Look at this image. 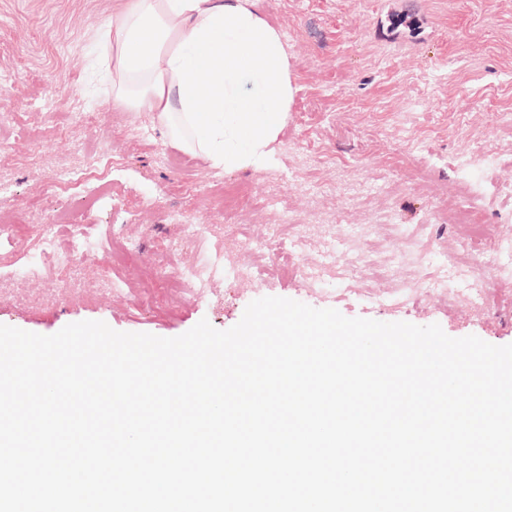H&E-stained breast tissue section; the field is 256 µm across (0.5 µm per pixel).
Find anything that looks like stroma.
I'll return each instance as SVG.
<instances>
[{"instance_id": "obj_1", "label": "stroma", "mask_w": 512, "mask_h": 512, "mask_svg": "<svg viewBox=\"0 0 512 512\" xmlns=\"http://www.w3.org/2000/svg\"><path fill=\"white\" fill-rule=\"evenodd\" d=\"M127 3L0 0V224L17 227L0 238V324L52 335L99 320L176 337L203 319L228 329L251 301L278 296L512 344V0H258L284 36L296 92L270 162L233 171L171 143L153 113L113 103L95 40ZM103 143V179L83 190L55 182ZM486 154L499 165L461 177V156ZM462 206L480 216L481 237H464ZM173 211L201 236L184 238ZM53 217L60 234L80 224L97 244L68 270L39 252ZM291 222L306 227L302 277L285 269ZM412 233L423 262L383 276L388 250L414 253ZM132 242L138 261L113 262L112 246ZM331 246L347 276L322 294L309 277ZM208 252L261 276L170 290V274ZM455 257L486 269L445 296L432 284L454 278ZM32 262L37 274L16 276ZM475 287L490 305L471 302Z\"/></svg>"}]
</instances>
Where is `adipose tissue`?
<instances>
[{
  "label": "adipose tissue",
  "mask_w": 512,
  "mask_h": 512,
  "mask_svg": "<svg viewBox=\"0 0 512 512\" xmlns=\"http://www.w3.org/2000/svg\"><path fill=\"white\" fill-rule=\"evenodd\" d=\"M112 97L227 170L261 168L294 96L258 0H131L97 39Z\"/></svg>",
  "instance_id": "1"
}]
</instances>
